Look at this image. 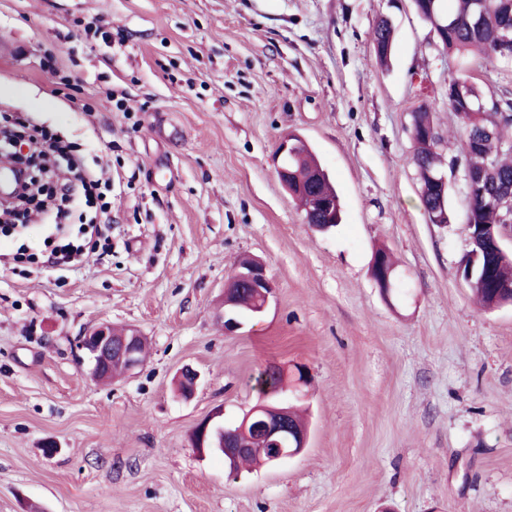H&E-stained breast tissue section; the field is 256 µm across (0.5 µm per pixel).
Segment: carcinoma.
<instances>
[{
    "instance_id": "obj_1",
    "label": "carcinoma",
    "mask_w": 512,
    "mask_h": 512,
    "mask_svg": "<svg viewBox=\"0 0 512 512\" xmlns=\"http://www.w3.org/2000/svg\"><path fill=\"white\" fill-rule=\"evenodd\" d=\"M418 16L435 33L442 49L460 58L476 55L492 63H512V41L503 39L504 32L512 31V0H413ZM393 26L389 19L381 18L373 30L376 56H388ZM448 108L457 119L456 137L448 141V149H461V155L450 162L464 159L463 171L478 178V187L468 203L470 222L473 224H501L503 211L494 204L503 196L512 194V139L506 129L512 126V92L505 89L498 94H481L468 70L448 73ZM412 124L418 128L434 129L431 139L414 140L412 163L421 186L430 183V177L443 172L442 137L435 130L429 107L422 105L412 113ZM318 167L316 157L303 145L297 158L288 161L292 180L315 193L329 204L331 212L315 213L308 208V194L297 196L304 216L312 224L341 223L342 204L328 174L311 181L312 169ZM473 295L486 308L512 299V261L502 262L495 256L484 255L476 261L469 282ZM259 298L250 291L239 295L237 318H252Z\"/></svg>"
}]
</instances>
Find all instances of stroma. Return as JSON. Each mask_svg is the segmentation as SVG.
<instances>
[{"mask_svg": "<svg viewBox=\"0 0 512 512\" xmlns=\"http://www.w3.org/2000/svg\"><path fill=\"white\" fill-rule=\"evenodd\" d=\"M459 66L412 0H0V114L112 168L110 251L64 273L0 266V512H512V305L481 308L458 272L461 173L440 226L411 162L419 106L455 130L444 92ZM288 133L341 196L332 231L305 224L277 177ZM379 248L401 298L369 273ZM244 254L276 295L228 334L222 296ZM102 323L148 345L110 382L76 347ZM271 362L308 373L288 391L307 446L230 472L192 431L218 411L235 423ZM393 26L388 18H380L373 30V45L376 56L385 60L388 56Z\"/></svg>", "mask_w": 512, "mask_h": 512, "instance_id": "1", "label": "stroma"}]
</instances>
